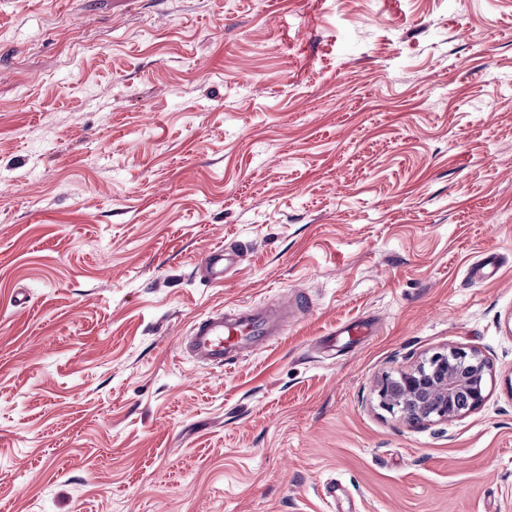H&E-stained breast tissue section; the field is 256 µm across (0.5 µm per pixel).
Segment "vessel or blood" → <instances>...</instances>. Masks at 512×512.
I'll return each mask as SVG.
<instances>
[{"label":"vessel or blood","instance_id":"1","mask_svg":"<svg viewBox=\"0 0 512 512\" xmlns=\"http://www.w3.org/2000/svg\"><path fill=\"white\" fill-rule=\"evenodd\" d=\"M240 258L235 250L212 249L200 260L197 270L207 281L220 284ZM308 309L305 298L299 296L278 308L216 309L192 323L180 349L204 366L230 365L243 354L269 347L273 337L283 335L293 312Z\"/></svg>","mask_w":512,"mask_h":512}]
</instances>
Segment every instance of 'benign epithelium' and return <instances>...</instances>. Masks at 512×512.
I'll return each mask as SVG.
<instances>
[{
  "instance_id": "obj_1",
  "label": "benign epithelium",
  "mask_w": 512,
  "mask_h": 512,
  "mask_svg": "<svg viewBox=\"0 0 512 512\" xmlns=\"http://www.w3.org/2000/svg\"><path fill=\"white\" fill-rule=\"evenodd\" d=\"M489 365L480 351L454 347L435 353L429 364L404 371L394 382L377 386L379 406L402 411L412 423L453 420L473 411L484 401Z\"/></svg>"
}]
</instances>
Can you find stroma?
Returning a JSON list of instances; mask_svg holds the SVG:
<instances>
[{"label": "stroma", "instance_id": "obj_1", "mask_svg": "<svg viewBox=\"0 0 512 512\" xmlns=\"http://www.w3.org/2000/svg\"><path fill=\"white\" fill-rule=\"evenodd\" d=\"M452 347L478 409L379 407ZM0 512H512V0H0ZM242 258L235 250L216 248L209 250L198 263L197 271L201 277L215 284H222L224 277ZM309 307L297 296L278 308L216 309L192 323L180 349L200 365L223 368L245 353L269 347L273 336L283 335L292 312Z\"/></svg>", "mask_w": 512, "mask_h": 512}]
</instances>
